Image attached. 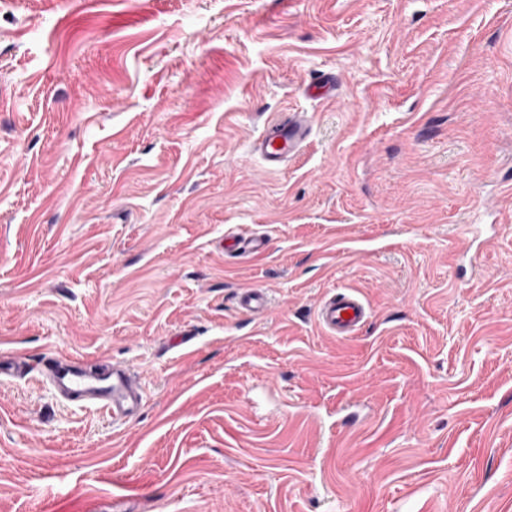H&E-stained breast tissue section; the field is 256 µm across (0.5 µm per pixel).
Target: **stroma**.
I'll list each match as a JSON object with an SVG mask.
<instances>
[{"mask_svg": "<svg viewBox=\"0 0 512 512\" xmlns=\"http://www.w3.org/2000/svg\"><path fill=\"white\" fill-rule=\"evenodd\" d=\"M49 351L143 406L0 377V512H512V0H0V356ZM310 130L306 116L295 112L259 138L255 150L268 168L277 169L291 154L300 149ZM237 306L240 311L252 318L263 319L269 306L267 289L259 286L240 289L237 294ZM345 313H349L345 318ZM370 309L354 292L337 291L325 297L317 309L322 328L332 336L349 337L358 333L368 321ZM35 369L61 399L79 406H97L112 417L113 423H126L142 407L140 381L125 365L112 364L91 372L70 357L47 355Z\"/></svg>", "mask_w": 512, "mask_h": 512, "instance_id": "1", "label": "stroma"}]
</instances>
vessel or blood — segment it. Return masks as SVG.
I'll return each instance as SVG.
<instances>
[{
  "instance_id": "1",
  "label": "vessel or blood",
  "mask_w": 512,
  "mask_h": 512,
  "mask_svg": "<svg viewBox=\"0 0 512 512\" xmlns=\"http://www.w3.org/2000/svg\"><path fill=\"white\" fill-rule=\"evenodd\" d=\"M309 133L306 116L296 112L259 138L255 150L268 168L276 169L300 149ZM237 306L252 318H264L269 306L267 289L259 286L240 289ZM370 315L371 311L363 300L349 290L325 297L317 309V319L322 328L329 335L340 337L357 334ZM36 371L61 399L79 406L103 409L113 422H127L142 407L140 382L127 366L115 364L91 372L72 358L47 355L40 359Z\"/></svg>"
}]
</instances>
